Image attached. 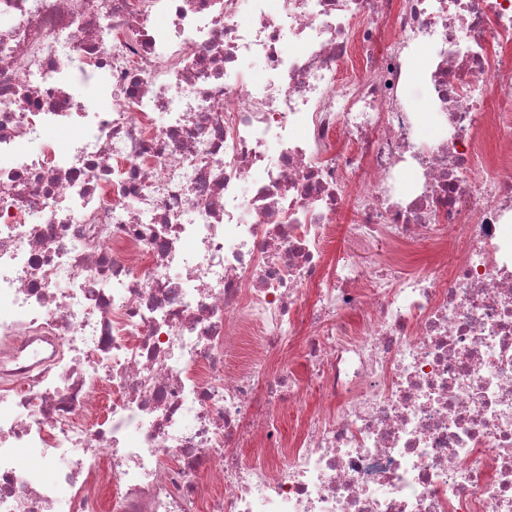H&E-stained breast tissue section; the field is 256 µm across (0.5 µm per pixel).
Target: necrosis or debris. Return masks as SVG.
<instances>
[{
  "mask_svg": "<svg viewBox=\"0 0 512 512\" xmlns=\"http://www.w3.org/2000/svg\"><path fill=\"white\" fill-rule=\"evenodd\" d=\"M3 157L0 512H512V0H0ZM425 96L417 86L409 92V104L414 112H421L424 120L418 128V134L421 140L431 143L436 140L441 133V124L438 118H434L425 103ZM348 221V212L338 219L339 230L336 236V248L349 251L361 265L372 266L380 255L383 254L385 249L384 242L381 240L373 241L361 250H354L348 231ZM315 408L314 400L302 398L298 407H288V409H276L274 415L281 422L287 433H291L297 423V417L310 413Z\"/></svg>",
  "mask_w": 512,
  "mask_h": 512,
  "instance_id": "4bbe7bcc",
  "label": "necrosis or debris"
}]
</instances>
